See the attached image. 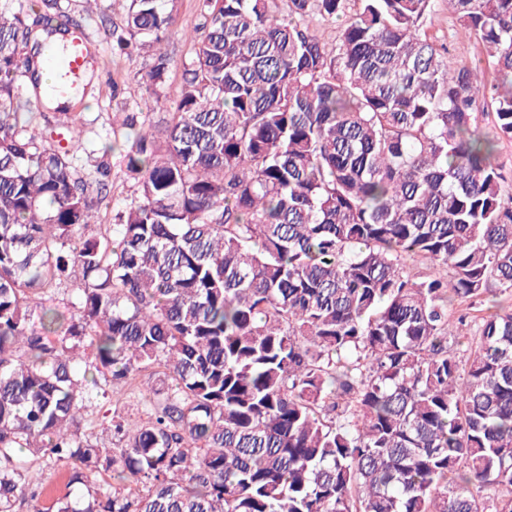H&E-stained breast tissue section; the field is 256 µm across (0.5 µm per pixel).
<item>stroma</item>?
<instances>
[{
	"label": "stroma",
	"instance_id": "stroma-1",
	"mask_svg": "<svg viewBox=\"0 0 512 512\" xmlns=\"http://www.w3.org/2000/svg\"><path fill=\"white\" fill-rule=\"evenodd\" d=\"M72 15L90 36L93 56L87 66L96 81L87 95L69 102L67 109L81 113L85 134L83 141L73 151L77 166H84L90 152H102L111 145L112 117L118 112L147 114L155 126H163L174 103L158 109L154 106V91L145 79L149 62L138 56L113 52L109 31L120 22L124 12V0H98L92 12L82 10L80 0H70ZM175 26L169 40L168 51L172 63L167 74L164 93H173L182 80L183 67L195 53V45L187 40V32L198 27L201 18L197 0H177L174 8ZM425 29L434 40L447 45L449 55L459 63L471 64L484 56V47L472 34L462 28L455 15L448 11L447 0H432L425 17ZM105 152V151H104ZM151 371L137 372L135 383L106 385L105 395L88 406L82 426L86 433H101L114 415L141 417L145 407L140 400V390L152 383Z\"/></svg>",
	"mask_w": 512,
	"mask_h": 512
}]
</instances>
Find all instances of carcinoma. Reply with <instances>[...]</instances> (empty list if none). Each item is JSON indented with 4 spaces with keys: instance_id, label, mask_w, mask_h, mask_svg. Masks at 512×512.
I'll list each match as a JSON object with an SVG mask.
<instances>
[{
    "instance_id": "obj_1",
    "label": "carcinoma",
    "mask_w": 512,
    "mask_h": 512,
    "mask_svg": "<svg viewBox=\"0 0 512 512\" xmlns=\"http://www.w3.org/2000/svg\"><path fill=\"white\" fill-rule=\"evenodd\" d=\"M126 2L112 40L160 86L175 0ZM348 2L198 0L176 111L126 113L134 198L92 236L111 166L77 168L50 134L81 115L25 93L29 46L76 20L0 5V512H487L488 484L512 512V309L464 363L448 340L449 297L512 295V0H448L473 65L427 35L430 0ZM155 365L147 419L82 432L99 380ZM31 458L70 471L47 507Z\"/></svg>"
}]
</instances>
